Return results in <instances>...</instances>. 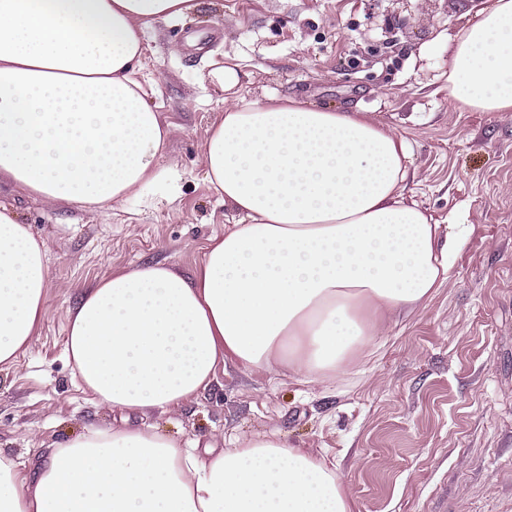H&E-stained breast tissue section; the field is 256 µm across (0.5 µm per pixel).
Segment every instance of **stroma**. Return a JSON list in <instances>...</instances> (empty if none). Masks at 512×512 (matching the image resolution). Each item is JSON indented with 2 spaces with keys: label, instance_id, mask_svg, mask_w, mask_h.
<instances>
[{
  "label": "stroma",
  "instance_id": "1",
  "mask_svg": "<svg viewBox=\"0 0 512 512\" xmlns=\"http://www.w3.org/2000/svg\"><path fill=\"white\" fill-rule=\"evenodd\" d=\"M491 0H201L146 33L142 73L173 125L163 165L172 202L145 197L85 212L5 182L46 249L49 314L27 351L0 366V453L28 474L51 449L118 413L83 392L65 353L66 313L117 269L161 260L183 273L235 214L205 179L204 131L224 108L210 80L237 66L247 100L295 98L366 112L409 140L412 196L468 231L448 282L392 315L374 353L337 387L230 364L201 397L141 420L180 442L243 446L258 433L327 455L352 512H512V113L448 95L451 40Z\"/></svg>",
  "mask_w": 512,
  "mask_h": 512
}]
</instances>
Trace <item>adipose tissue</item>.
<instances>
[{
    "label": "adipose tissue",
    "mask_w": 512,
    "mask_h": 512,
    "mask_svg": "<svg viewBox=\"0 0 512 512\" xmlns=\"http://www.w3.org/2000/svg\"><path fill=\"white\" fill-rule=\"evenodd\" d=\"M199 0H0V176L45 202L97 211L182 176L161 167L171 125L139 80L147 29ZM448 94L512 112V0L455 36ZM206 179L238 222L192 274L118 270L67 312L65 351L94 400L125 413L29 475L0 456V512H351L334 464L259 433L183 445L132 423L196 398L220 368L329 385L366 357L389 314L429 301L463 243L407 196V140L363 112L239 100L204 136ZM43 242L0 206V365L47 317Z\"/></svg>",
    "instance_id": "obj_1"
}]
</instances>
